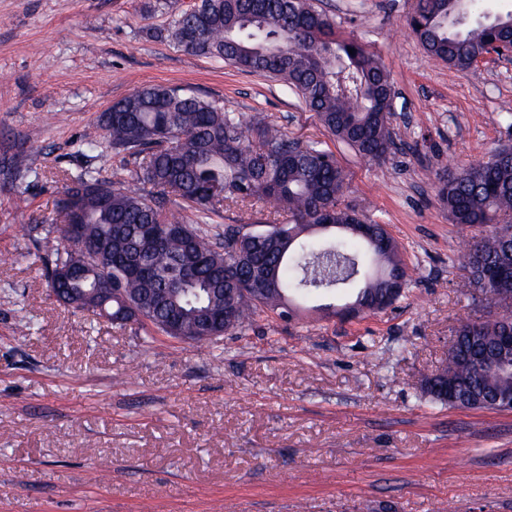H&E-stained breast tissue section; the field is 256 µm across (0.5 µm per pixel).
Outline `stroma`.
Here are the masks:
<instances>
[{"label":"stroma","instance_id":"stroma-1","mask_svg":"<svg viewBox=\"0 0 512 512\" xmlns=\"http://www.w3.org/2000/svg\"><path fill=\"white\" fill-rule=\"evenodd\" d=\"M198 2L0 0V512H512V411L420 397L458 323L489 310L457 288L482 229L453 224L435 186L512 145V66L429 58L406 25L414 0H312L390 74L397 148L368 164L284 83L178 48L170 24ZM154 86L333 153L343 204L404 246V295L328 314L352 300L345 288L201 344L59 305L42 258L63 176L88 164L137 186L133 164L79 145L101 112Z\"/></svg>","mask_w":512,"mask_h":512}]
</instances>
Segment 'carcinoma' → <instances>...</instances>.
Here are the masks:
<instances>
[{
    "label": "carcinoma",
    "instance_id": "1",
    "mask_svg": "<svg viewBox=\"0 0 512 512\" xmlns=\"http://www.w3.org/2000/svg\"><path fill=\"white\" fill-rule=\"evenodd\" d=\"M482 0H417L407 20L428 56L460 72L494 43L512 44V10L486 22L454 26L480 12ZM171 36L191 55L228 62L244 49L280 53L275 64L254 55L239 69L280 79L294 88L332 136L362 159L378 163L396 147L393 84L381 63L355 40L336 33L333 20L310 0H200L197 12L177 15ZM355 50L351 55L348 49ZM89 151L112 150L137 164V180L150 189L107 181L92 169L64 174L49 232L56 245L44 259L48 287L62 295L110 288L125 299L101 298L98 316L120 324L148 325L156 334L196 339L251 329L258 311L281 317L294 301L347 286L346 280L375 262L355 295L364 309L384 310L380 276L397 271L409 285L408 265L387 225L341 203L346 176L333 154L302 146L273 120L251 122L170 87L135 89L101 113L84 135ZM437 192L451 220L487 226L459 257L466 288L493 302L512 291V148L448 174ZM262 203L255 219L267 232L257 242L243 224H214L230 204ZM367 224L370 238L340 233L323 242L312 224ZM512 331V315L495 311L456 327L459 346L490 350ZM457 395L511 389L512 381L482 375L450 359ZM421 396L453 406L439 383L427 377Z\"/></svg>",
    "mask_w": 512,
    "mask_h": 512
}]
</instances>
